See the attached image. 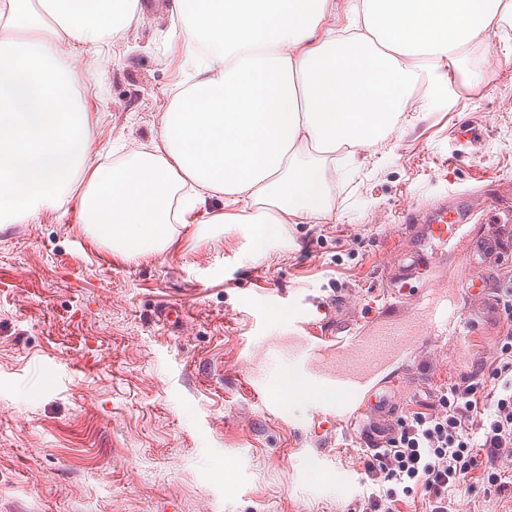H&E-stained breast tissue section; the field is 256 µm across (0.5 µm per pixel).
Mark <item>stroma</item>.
Here are the masks:
<instances>
[{
    "label": "stroma",
    "instance_id": "obj_1",
    "mask_svg": "<svg viewBox=\"0 0 512 512\" xmlns=\"http://www.w3.org/2000/svg\"><path fill=\"white\" fill-rule=\"evenodd\" d=\"M140 2L146 19L113 41L109 72L73 71L102 143L150 142L180 79L168 13ZM427 83L431 96L329 190L332 220L300 217L266 243L245 224H189L164 252L121 256L84 231L74 197L0 224V512H361V448L337 425L322 464L309 433L315 405L360 398L286 397L274 420L245 381L284 363L272 345L306 318L305 298L342 295L340 323L367 327L414 231L403 202L488 191L512 205V20ZM469 120L486 142L449 168ZM169 302L187 309L173 327L157 319ZM511 327L500 317L464 345L432 337L374 383L404 413L430 411L446 387L476 381ZM448 497L454 512H512V469L498 488L468 477Z\"/></svg>",
    "mask_w": 512,
    "mask_h": 512
}]
</instances>
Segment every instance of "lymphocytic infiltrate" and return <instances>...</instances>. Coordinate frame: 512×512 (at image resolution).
<instances>
[{"label":"lymphocytic infiltrate","mask_w":512,"mask_h":512,"mask_svg":"<svg viewBox=\"0 0 512 512\" xmlns=\"http://www.w3.org/2000/svg\"><path fill=\"white\" fill-rule=\"evenodd\" d=\"M483 391L471 384L442 392L434 411L400 418L383 447L360 463L375 485L365 512H399L401 497L424 493L428 512H450L449 487L470 471L496 485L512 466V329L497 350Z\"/></svg>","instance_id":"f902f5d3"}]
</instances>
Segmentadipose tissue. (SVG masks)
<instances>
[{
  "instance_id": "ef3b65f1",
  "label": "adipose tissue",
  "mask_w": 512,
  "mask_h": 512,
  "mask_svg": "<svg viewBox=\"0 0 512 512\" xmlns=\"http://www.w3.org/2000/svg\"><path fill=\"white\" fill-rule=\"evenodd\" d=\"M0 26V223L79 197V221L122 256L177 228L331 220L322 163L369 152L423 91L417 59H454L497 32L512 0H170L185 78L158 134L112 160L69 88L143 20L138 0H6Z\"/></svg>"
}]
</instances>
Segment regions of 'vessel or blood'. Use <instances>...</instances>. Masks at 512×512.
<instances>
[{"label": "vessel or blood", "instance_id": "1", "mask_svg": "<svg viewBox=\"0 0 512 512\" xmlns=\"http://www.w3.org/2000/svg\"><path fill=\"white\" fill-rule=\"evenodd\" d=\"M402 213L406 223L416 225L417 230L394 259L399 283H408L419 275L421 267L433 264L435 257L455 248L458 242H466L465 251L458 255L456 273L476 304V311L467 312L456 301L435 296L439 283L432 280L413 293L419 309L412 317L377 322L359 335L337 337L332 347L326 337L320 336L317 324L298 323L288 357L299 365L313 387L361 394L395 352L416 348L441 334L473 335L479 321L499 314L503 289L497 270L501 255L512 249V239L475 240L468 226L477 218L508 224L512 214L502 212L494 198H482L476 205L460 194L427 205L407 203ZM399 408L397 397L385 393L368 406L349 412L356 443L363 448L382 447Z\"/></svg>", "mask_w": 512, "mask_h": 512}]
</instances>
